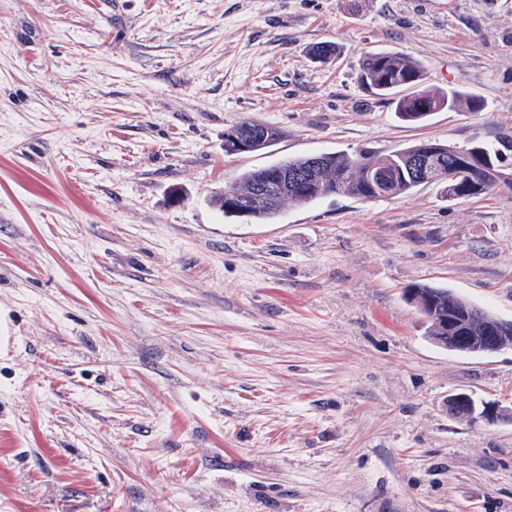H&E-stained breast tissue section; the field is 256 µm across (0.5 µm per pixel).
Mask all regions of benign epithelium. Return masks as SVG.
<instances>
[{
	"label": "benign epithelium",
	"mask_w": 512,
	"mask_h": 512,
	"mask_svg": "<svg viewBox=\"0 0 512 512\" xmlns=\"http://www.w3.org/2000/svg\"><path fill=\"white\" fill-rule=\"evenodd\" d=\"M226 137L235 142L234 152L247 153L255 144L267 140L268 131L260 124H252L232 129ZM431 340L454 354L491 355L512 350V327L508 320L450 296L448 315L441 321V333ZM448 414L455 419L490 424L504 418L512 419V407L478 401L468 392H458L448 397Z\"/></svg>",
	"instance_id": "benign-epithelium-1"
}]
</instances>
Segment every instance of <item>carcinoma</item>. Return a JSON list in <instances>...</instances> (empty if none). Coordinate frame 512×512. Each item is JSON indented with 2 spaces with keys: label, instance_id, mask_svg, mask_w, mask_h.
I'll return each instance as SVG.
<instances>
[{
  "label": "carcinoma",
  "instance_id": "obj_1",
  "mask_svg": "<svg viewBox=\"0 0 512 512\" xmlns=\"http://www.w3.org/2000/svg\"><path fill=\"white\" fill-rule=\"evenodd\" d=\"M359 80L362 85L378 96H389L405 89L414 92L402 96L397 103L399 116L410 122L425 119L434 112L461 103L476 110L482 101L461 90H443L423 85V71L414 59L397 53H369L359 60ZM471 150L481 157V166L471 170L462 168L465 150L432 141H420L390 152L361 149L349 154L343 151L322 152L310 156L287 158L274 164L242 172L235 181L224 189V196L241 199L238 207L246 216L257 220L272 221L277 218L283 206L288 203L309 204L328 196H346L366 202L373 196L368 180L369 172H389L395 180L390 190L403 195L423 184H434L448 190V176H457V182L482 186L486 194L493 186L486 182L489 170H498L500 150L489 145H473ZM428 163L425 179H419L417 171L410 170L402 163L404 157H420ZM316 165L317 179L293 184L288 192L269 177L279 168H286L292 174H305ZM418 298L424 303L435 301V308L425 307L426 335L435 336V326L440 315L448 314V289L418 284Z\"/></svg>",
  "mask_w": 512,
  "mask_h": 512
}]
</instances>
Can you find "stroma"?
<instances>
[{
  "label": "stroma",
  "instance_id": "1",
  "mask_svg": "<svg viewBox=\"0 0 512 512\" xmlns=\"http://www.w3.org/2000/svg\"><path fill=\"white\" fill-rule=\"evenodd\" d=\"M337 49L312 62L310 47ZM483 106L402 120L367 52ZM244 120L279 136L224 152ZM512 137V0H0V512H512V353L432 343L406 290L512 319V189L208 199L285 158ZM448 414L455 419L495 423L504 418L512 420V407L499 402L477 401L471 393L458 392L448 397Z\"/></svg>",
  "mask_w": 512,
  "mask_h": 512
}]
</instances>
